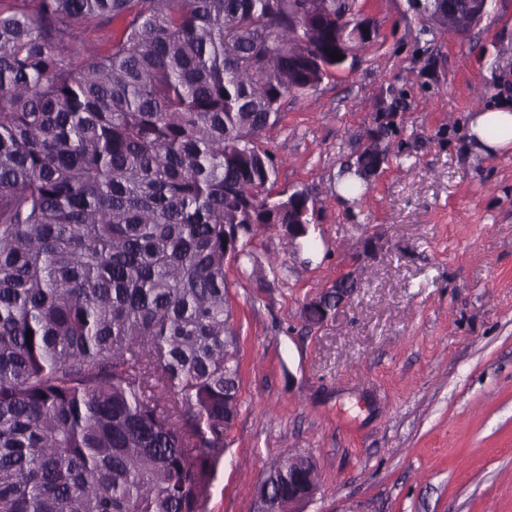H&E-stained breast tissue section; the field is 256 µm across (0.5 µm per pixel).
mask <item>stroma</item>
I'll use <instances>...</instances> for the list:
<instances>
[{"label": "stroma", "mask_w": 512, "mask_h": 512, "mask_svg": "<svg viewBox=\"0 0 512 512\" xmlns=\"http://www.w3.org/2000/svg\"><path fill=\"white\" fill-rule=\"evenodd\" d=\"M376 39L288 95L260 144L274 192L309 195L310 239L275 227L226 267L240 407L210 512H253L271 461L313 456L299 512H512V149L468 136L512 99V0L465 35L409 0H359ZM388 129L365 196L341 182ZM352 273L321 325L307 304Z\"/></svg>", "instance_id": "stroma-1"}]
</instances>
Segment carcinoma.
<instances>
[{
	"instance_id": "cac0c4a2",
	"label": "carcinoma",
	"mask_w": 512,
	"mask_h": 512,
	"mask_svg": "<svg viewBox=\"0 0 512 512\" xmlns=\"http://www.w3.org/2000/svg\"><path fill=\"white\" fill-rule=\"evenodd\" d=\"M355 6L0 0V512H208L240 392L226 253L308 199L267 201L258 139ZM91 21L122 34L74 67ZM266 475L288 502V461Z\"/></svg>"
}]
</instances>
